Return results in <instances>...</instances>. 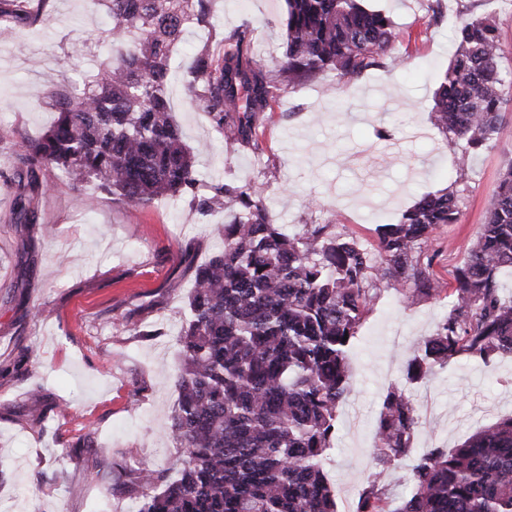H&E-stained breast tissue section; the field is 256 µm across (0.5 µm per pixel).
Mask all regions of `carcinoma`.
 Returning <instances> with one entry per match:
<instances>
[{"instance_id": "carcinoma-1", "label": "carcinoma", "mask_w": 512, "mask_h": 512, "mask_svg": "<svg viewBox=\"0 0 512 512\" xmlns=\"http://www.w3.org/2000/svg\"><path fill=\"white\" fill-rule=\"evenodd\" d=\"M286 49L279 83L293 87L326 71L352 79L379 65L397 40L391 17L364 0H285ZM112 26L111 51L73 96L51 92L57 119L17 155L30 169H53L92 182L138 210L197 184L167 100V75L189 28L205 18V0H94ZM456 49L433 95L431 120L460 147V168L498 131L512 104V68L502 66L496 23L471 17L453 31ZM229 39L216 67L198 57L202 98L227 146L259 145L260 115L273 95L266 62ZM459 176L422 196L395 224L378 226L373 255L316 224L295 234L268 216L254 183L226 184L197 200L203 223L216 224L223 250L197 267L171 437L181 449L178 477L141 467L130 492L135 512H337L325 467L338 411L350 391V355L373 298L371 277L441 289L414 252L443 224L458 221ZM37 184L19 188L28 218ZM512 163L458 269L452 305L407 361L418 383L466 355L487 365L512 356ZM419 426L403 389L384 397L375 424L376 458L385 467L406 455ZM376 473L354 512H512V416L453 448H428L411 466V491L392 504Z\"/></svg>"}]
</instances>
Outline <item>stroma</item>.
<instances>
[{
  "instance_id": "obj_1",
  "label": "stroma",
  "mask_w": 512,
  "mask_h": 512,
  "mask_svg": "<svg viewBox=\"0 0 512 512\" xmlns=\"http://www.w3.org/2000/svg\"><path fill=\"white\" fill-rule=\"evenodd\" d=\"M13 0L8 38H0V512H129L127 482L150 463L176 475L179 450L169 433L176 406L179 334L198 266L220 242L200 223L195 197L229 182L265 187L264 204L287 232L330 225L369 250L379 219L394 223L422 195L464 175L459 220L437 228L422 248L441 294L371 283L373 304L351 355L350 391L338 412L326 463L338 512H353L375 472L390 500L411 488L410 465L428 448H452L479 428L512 414V358L490 365L459 356L421 383L407 385L414 345L447 315L455 273L466 261L501 172L512 162V106L488 148L458 170L459 147L431 123L432 93L455 50L453 29L492 15L512 64V0H370L391 16L401 64L346 80L326 72L275 90L260 117V149L227 150L212 115L191 89L198 56L217 61L224 43L247 30L249 54L276 71L286 42L284 0H207L204 23L176 55L167 94L187 146L197 149L194 192L133 211L99 194L85 209L72 181L55 170L18 164L10 142L39 137L57 114L46 97L94 68L109 50L108 19L92 0ZM441 16L430 23L428 7ZM51 182L35 196L33 223L16 216L15 191L30 179ZM406 388L419 428L407 458L379 470L374 426L388 391ZM42 391L40 421L28 409ZM90 427L92 439H60Z\"/></svg>"
}]
</instances>
